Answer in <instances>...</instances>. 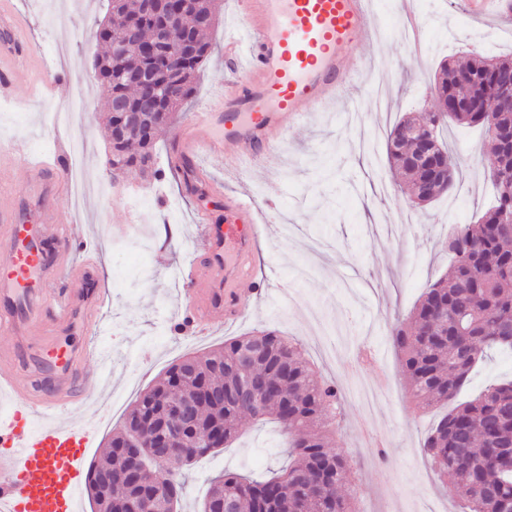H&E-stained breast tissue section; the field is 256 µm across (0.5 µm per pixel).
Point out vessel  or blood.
Listing matches in <instances>:
<instances>
[{"label": "vessel or blood", "mask_w": 512, "mask_h": 512, "mask_svg": "<svg viewBox=\"0 0 512 512\" xmlns=\"http://www.w3.org/2000/svg\"><path fill=\"white\" fill-rule=\"evenodd\" d=\"M462 10L471 20L502 19L512 17V0H463ZM241 20L249 31L246 78L181 128L172 153L189 165L198 163L194 143L203 128L206 152L227 168L273 160L291 125L337 105L351 108L339 80L343 63L358 75L371 68L353 54L374 29L368 0H241ZM28 152L20 138L0 143V239L7 242L0 249V331L14 340L0 347V395L13 404L11 416L0 419V512H80L94 425L70 413L82 403L84 361L102 359L96 337L109 293L93 259L65 262L77 241L68 221L44 210L37 222L22 219L7 177L12 158ZM70 154L66 144L52 161L31 160L37 190L52 196L67 184ZM226 208L223 225L207 229L180 305L198 336L209 334L213 319L236 320L242 300L265 282L255 260L260 227L252 203L237 196ZM77 330L84 335L79 347L58 344Z\"/></svg>", "instance_id": "1"}]
</instances>
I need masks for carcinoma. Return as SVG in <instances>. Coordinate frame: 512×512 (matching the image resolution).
<instances>
[{
	"instance_id": "obj_1",
	"label": "carcinoma",
	"mask_w": 512,
	"mask_h": 512,
	"mask_svg": "<svg viewBox=\"0 0 512 512\" xmlns=\"http://www.w3.org/2000/svg\"><path fill=\"white\" fill-rule=\"evenodd\" d=\"M189 12L209 16L198 31L201 60L184 59L178 67V102L162 115L141 113V134L126 135L112 165L120 172L138 169L158 176L145 165L153 157L158 130L170 123L179 104L194 92L201 61L209 53L207 31L216 20L213 0H189ZM140 28L149 40L153 28L141 15L140 0L108 3V16L97 29L104 52L97 57V80L105 94L107 112L119 97L139 102L141 89L130 74L148 65L142 48L123 35L130 26ZM512 70V61L473 58L463 71L471 83L461 87L456 71L445 65L436 82L444 94L470 103L487 105L489 91L498 81L493 67ZM430 126L427 150L438 159L456 158L441 132L450 124L481 128L494 153L491 178L493 200L472 224H457L448 233V273L432 284L418 304L390 330L391 341L401 355L407 390L416 407L446 405L422 444L423 454L436 465L439 477L453 489H462L467 512H512V381L492 385L477 397L458 403L474 367L490 352L512 350V119L496 112L469 108L447 115L426 117ZM397 123L388 137V154L395 172L405 179L404 191L413 192L427 179L424 171L407 165L418 143L402 137ZM260 383V394L247 392L250 382ZM193 386L202 393L196 403L199 422L196 436L210 443L177 462L182 468L224 447L239 433V420L277 421L288 436L289 462L264 480L226 472L211 481L200 512H353L352 500L339 494L347 480L348 464L338 452L329 451L330 436L341 423L343 389L316 376L294 340L275 330L262 329L229 339L224 345L172 364L152 386L141 391L130 407L125 423L158 416L167 401ZM124 439L112 434L100 461L92 464L88 494L97 512H109L96 493L105 476L123 472L128 460ZM174 495H160L159 512H173V504L186 482L180 473Z\"/></svg>"
}]
</instances>
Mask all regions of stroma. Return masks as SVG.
Instances as JSON below:
<instances>
[{
    "instance_id": "obj_1",
    "label": "stroma",
    "mask_w": 512,
    "mask_h": 512,
    "mask_svg": "<svg viewBox=\"0 0 512 512\" xmlns=\"http://www.w3.org/2000/svg\"><path fill=\"white\" fill-rule=\"evenodd\" d=\"M414 3L430 21L417 47L401 35L400 0H370L374 31L357 52L373 60L369 80L384 100L359 96L356 81L347 77L344 95L359 99L354 112H322L311 125L292 127L277 164L258 160L239 172L226 169L221 158H202L200 176L213 193L205 202L186 189L170 144L186 113L205 110L225 85L244 77L240 62L224 52L240 34L237 0H217L210 53L194 93L157 139L155 166L162 178L134 170L117 181L106 171L107 128L94 77L100 51L94 30L107 0H5L0 6L21 17L20 34L34 37L36 47L32 55L0 57L5 67L23 63L27 76L12 95L0 97V137L20 132L33 150L52 152L48 114L65 107L73 87L84 83L88 100L79 125L91 149L83 177L110 184L108 195L78 206L67 192L47 203L54 214L83 225L112 290L100 335L103 377L98 387L86 388L80 410L97 418L88 460L101 456L140 391L173 361L270 328L294 338L316 374L344 388L333 446L351 466L346 491L357 512H462V492L446 488L421 453L441 411L416 410L390 327L447 272L442 241L449 224L474 222L490 202L493 156L481 131L449 128L448 143L461 161L454 185L439 201L412 207L389 169L387 133L404 116L432 105L430 89L441 64L485 51L512 57V23L500 22L492 31L469 22L449 0ZM61 45L64 63L49 66V53ZM226 193L249 196L260 209L274 202L289 221L267 225L260 241L273 269L266 292L244 300V317L219 324L200 340L174 328L183 287L177 272L202 250L199 215L223 223ZM286 442L272 421L245 422L235 442L188 468L182 512H198L210 478L224 471L260 476L285 466Z\"/></svg>"
}]
</instances>
